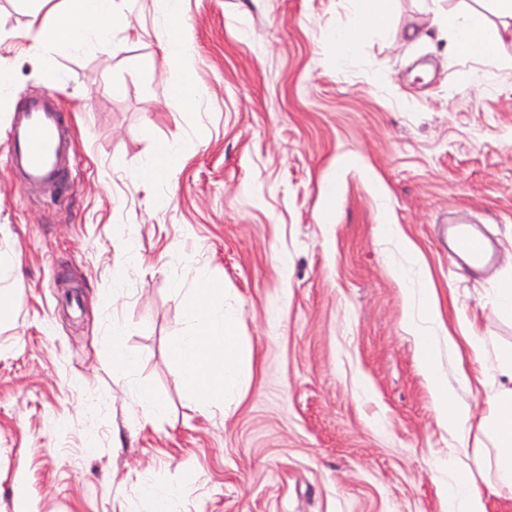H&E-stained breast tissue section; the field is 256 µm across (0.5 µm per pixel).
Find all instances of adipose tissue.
Instances as JSON below:
<instances>
[{
    "label": "adipose tissue",
    "mask_w": 512,
    "mask_h": 512,
    "mask_svg": "<svg viewBox=\"0 0 512 512\" xmlns=\"http://www.w3.org/2000/svg\"><path fill=\"white\" fill-rule=\"evenodd\" d=\"M69 10H36L26 38L35 52L51 49L113 53L112 23L116 0H72ZM365 11L358 22L325 41V47L338 52L355 47L373 31H385L390 24L380 0H363ZM486 9L462 13L440 11L438 24L454 35V46L462 54H476L486 66H497L499 50L512 44V0H486ZM188 334L175 337L172 353L178 365L185 392L205 407H223L224 393L250 361L238 331L234 314L224 309V286L207 276L199 277L194 291L183 297ZM419 359L432 386L438 419L443 428L456 431L471 420L470 408L448 391L447 380L437 369L433 340L419 339ZM506 385L493 397L479 430L494 443L491 464L495 485L512 491V350L502 352L496 366Z\"/></svg>",
    "instance_id": "ef3b65f1"
}]
</instances>
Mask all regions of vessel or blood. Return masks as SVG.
Segmentation results:
<instances>
[{
	"label": "vessel or blood",
	"mask_w": 512,
	"mask_h": 512,
	"mask_svg": "<svg viewBox=\"0 0 512 512\" xmlns=\"http://www.w3.org/2000/svg\"><path fill=\"white\" fill-rule=\"evenodd\" d=\"M64 116L57 97L29 102L11 125L7 145L13 174L23 188L62 187L77 156V146L63 137ZM457 250L480 264L497 262L486 241L476 233L450 226Z\"/></svg>",
	"instance_id": "b4317fda"
}]
</instances>
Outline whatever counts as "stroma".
<instances>
[{"mask_svg": "<svg viewBox=\"0 0 512 512\" xmlns=\"http://www.w3.org/2000/svg\"><path fill=\"white\" fill-rule=\"evenodd\" d=\"M472 5L386 0L388 33L333 56L323 42L357 21L354 0H184L201 97L183 108L160 0H130L114 55L38 59L31 0H0V251L16 259L0 275L15 294L0 512H152L144 486L178 488L183 512H441L456 482L512 512L475 423L512 347L493 304L512 282V67L457 52L433 22ZM44 93L78 147L55 201L11 178L6 149L19 103ZM161 141L195 151L150 188L137 174ZM459 212L497 265L453 262L440 230ZM201 271L253 352L220 410L189 400L171 353L187 331L175 287ZM116 324L137 356L120 383ZM462 324L485 341L464 376L446 336ZM421 333L475 417L460 435L438 422ZM142 383L164 406L152 422Z\"/></svg>", "mask_w": 512, "mask_h": 512, "instance_id": "stroma-1", "label": "stroma"}]
</instances>
